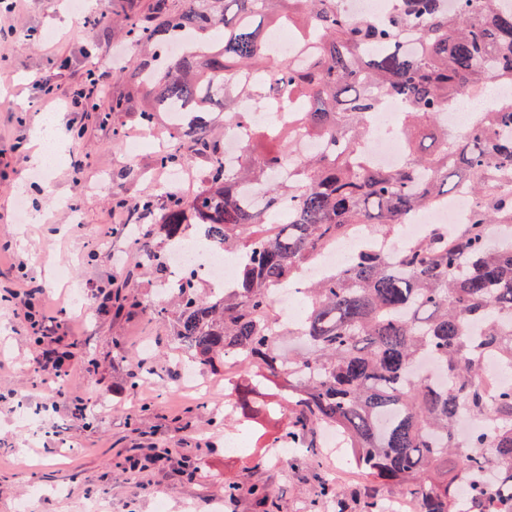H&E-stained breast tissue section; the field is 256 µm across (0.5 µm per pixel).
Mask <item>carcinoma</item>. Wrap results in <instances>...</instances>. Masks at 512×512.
I'll list each match as a JSON object with an SVG mask.
<instances>
[{
    "label": "carcinoma",
    "mask_w": 512,
    "mask_h": 512,
    "mask_svg": "<svg viewBox=\"0 0 512 512\" xmlns=\"http://www.w3.org/2000/svg\"><path fill=\"white\" fill-rule=\"evenodd\" d=\"M154 20L120 5L127 35L141 48L129 60L147 88L141 121L188 107L190 119L168 130L159 164L180 160L188 140L207 159L206 185L189 198L164 188L159 230L183 240L198 226L217 250L235 257L237 286L200 295L192 274L171 301L140 305L118 296L117 309L142 307L170 328L171 343L197 369L217 370L226 354L250 356L254 374L282 388L291 417L282 441L317 461L310 430H335L350 462L374 481L419 499V512H512V385L488 381L495 360L512 369V100L476 115L470 129L448 134L441 113L467 91L512 85V8L500 0H396L381 21L352 20L337 0H153ZM286 23L313 36V55L297 68L272 65L273 82L247 75L268 65L262 30ZM276 94L293 113L294 131L266 128L245 143L241 163L199 132L203 112L242 118L239 98L257 104ZM402 106V126L425 123L436 149L407 143L404 163L387 169L369 159L367 122L383 101ZM134 104L112 100L107 121ZM318 136L327 150L300 158L286 178L272 172L283 152L256 153L292 134ZM476 195L471 219L432 227L394 257L361 252L324 279L304 283L305 310L279 323L269 298L351 224L390 238L448 190ZM296 336L289 357L281 340ZM235 415L258 413L256 386L236 385ZM485 427L461 438L463 413Z\"/></svg>",
    "instance_id": "cac0c4a2"
}]
</instances>
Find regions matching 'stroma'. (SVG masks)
I'll list each match as a JSON object with an SVG mask.
<instances>
[{
    "mask_svg": "<svg viewBox=\"0 0 512 512\" xmlns=\"http://www.w3.org/2000/svg\"><path fill=\"white\" fill-rule=\"evenodd\" d=\"M129 56L118 22H87L70 13L68 0H24L12 36L0 40V289H32L27 305L0 303V512H17L30 498L35 512H157L161 502L167 512H262L254 485L268 490L275 512H361L367 497H396L393 487L352 467L346 451L326 448L321 428L311 435L318 464L299 451L280 461L287 408L263 395L257 420H233L224 398L239 374L212 372L204 398L177 388L183 367L168 326L138 309L102 311L121 287L150 302L163 277L130 236L137 226L152 248L165 247L154 211L138 204L147 197L156 209L166 203L157 136L168 116L155 114L154 133L132 160L112 127L142 131L138 113H121L113 124L94 120L67 111L35 81L52 72L64 87L98 67L102 90L90 105L105 112L113 97L144 93L120 71ZM47 116L60 118L65 150L39 180L32 129ZM114 182L124 184L122 195H113ZM59 267L69 271V288L84 291L87 310L62 296L53 280ZM116 338L120 357L112 353ZM62 348L69 357L57 391L44 365ZM135 373L143 380L131 392ZM102 398L110 404L105 414L96 409ZM23 402L37 424L21 419ZM233 437L244 446L232 452L226 443ZM328 483L336 489L331 498L322 492ZM232 484L238 492L225 499Z\"/></svg>",
    "mask_w": 512,
    "mask_h": 512,
    "instance_id": "1",
    "label": "stroma"
}]
</instances>
